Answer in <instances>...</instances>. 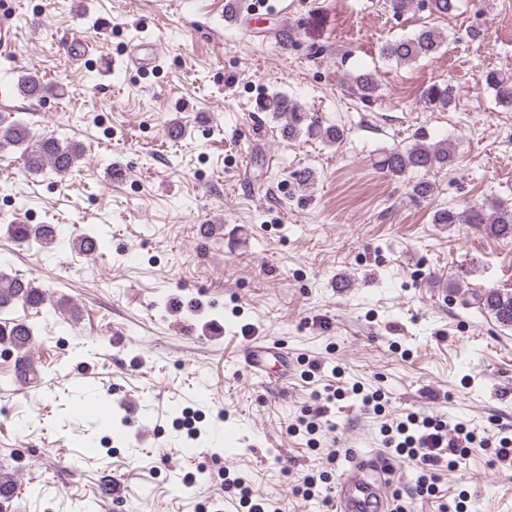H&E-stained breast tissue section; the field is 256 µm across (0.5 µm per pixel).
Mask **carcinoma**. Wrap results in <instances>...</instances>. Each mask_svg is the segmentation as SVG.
I'll use <instances>...</instances> for the list:
<instances>
[{
	"mask_svg": "<svg viewBox=\"0 0 512 512\" xmlns=\"http://www.w3.org/2000/svg\"><path fill=\"white\" fill-rule=\"evenodd\" d=\"M393 13L402 14L416 9L437 17H451L457 11V0H391ZM443 38L441 32L432 25H423L409 36L386 39L379 46L380 57L399 66L410 65L432 57L440 49ZM485 83L492 90L495 102L512 107V77L495 71L485 75ZM19 91L28 98L36 99L54 91V86L42 82L36 75H27L18 80ZM352 88L364 100H371L380 89L377 73L361 71L352 77ZM423 98L434 106H448L453 101L451 85L431 84L423 92ZM262 111L274 116L288 118L285 134L295 137L302 131L316 133L330 143H338L344 137V130L338 126L321 127L319 122L298 104L284 95H273L261 106ZM19 147L26 169L32 173L49 168L58 175H65L78 166L85 156L81 143L61 141L53 135L34 139L28 124L23 121L0 123V149ZM455 160V150L446 142L428 145L417 141L411 146L396 151L382 153L376 166L395 177H405L410 173H429L444 168ZM410 196L423 200L433 194V183L421 178L410 183ZM436 224H483L493 236L512 239V207L501 202L482 204L458 211L452 207L442 208L434 215ZM9 233L20 243L50 244L58 239L62 231L52 224H9ZM16 304L41 310L45 297L34 281L0 274V310ZM479 306L506 326L512 325V292L490 289L479 299ZM0 334L10 338L18 349L30 343L31 327L23 320H13L0 325Z\"/></svg>",
	"mask_w": 512,
	"mask_h": 512,
	"instance_id": "obj_1",
	"label": "carcinoma"
}]
</instances>
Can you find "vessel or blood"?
Instances as JSON below:
<instances>
[{
    "label": "vessel or blood",
    "mask_w": 512,
    "mask_h": 512,
    "mask_svg": "<svg viewBox=\"0 0 512 512\" xmlns=\"http://www.w3.org/2000/svg\"><path fill=\"white\" fill-rule=\"evenodd\" d=\"M133 63L139 67L156 65L160 59L157 45L143 41L130 50ZM244 359L258 375L286 380L288 355L281 348L249 343L244 348ZM396 471L391 459L355 456L336 485L332 496L333 512H388L389 478Z\"/></svg>",
    "instance_id": "b4317fda"
}]
</instances>
